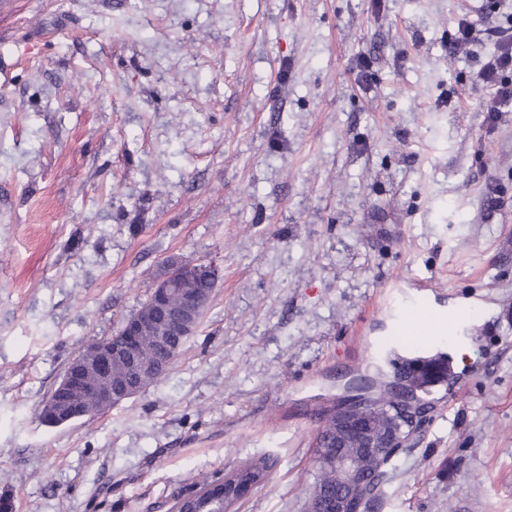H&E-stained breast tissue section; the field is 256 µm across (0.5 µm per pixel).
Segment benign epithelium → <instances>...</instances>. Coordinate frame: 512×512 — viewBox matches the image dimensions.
I'll list each match as a JSON object with an SVG mask.
<instances>
[{
    "label": "benign epithelium",
    "mask_w": 512,
    "mask_h": 512,
    "mask_svg": "<svg viewBox=\"0 0 512 512\" xmlns=\"http://www.w3.org/2000/svg\"><path fill=\"white\" fill-rule=\"evenodd\" d=\"M223 279V269L215 262L193 261L185 257L167 260L164 272L156 277L146 303L127 317L121 327V340L101 337L89 343L68 363L61 381L43 402L40 421L59 427L109 410L143 392L171 368L181 348L196 335L210 296L194 283L204 281L214 289ZM152 341L157 350L145 353L144 343ZM431 376V367L415 365L393 374L386 395L372 399L358 392L329 407L323 424L336 435L316 437L318 460L335 474V489L316 487L312 498L314 512H362L366 497L360 493L351 448L383 462L403 447L406 438L422 421L424 402L417 390L408 387L406 374ZM398 405L411 426L403 432L388 425L373 429L372 420L388 403ZM253 485L232 481L214 491L237 503Z\"/></svg>",
    "instance_id": "obj_1"
}]
</instances>
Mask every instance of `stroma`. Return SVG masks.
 <instances>
[{"label":"stroma","mask_w":512,"mask_h":512,"mask_svg":"<svg viewBox=\"0 0 512 512\" xmlns=\"http://www.w3.org/2000/svg\"><path fill=\"white\" fill-rule=\"evenodd\" d=\"M492 0H10L0 9V496L171 512L274 459L237 512H306L320 409L424 357L421 426L370 512H512V106L455 43ZM216 261L142 394L39 420L165 260ZM473 309L468 350L394 333L393 291ZM236 472L244 474L246 477H251L253 480H256V487H258L261 485L268 484L272 479L273 463H271L269 459L262 457L243 461L237 467L224 473L223 478L217 477L212 480H209L208 477L204 478L201 482H199L196 485V488L198 489L196 494L199 496H204L208 494L210 492L209 490H207L208 487L220 483L226 476ZM254 487L255 486L251 485L250 483L238 481H232L226 486L224 479V485L218 489L216 488L214 494L218 495L219 493H222L224 497L227 496L229 499L232 500L233 504H236L238 501H240L246 495H248Z\"/></svg>","instance_id":"1"}]
</instances>
